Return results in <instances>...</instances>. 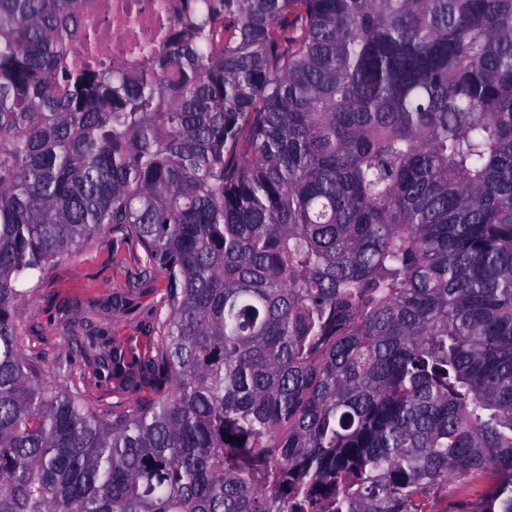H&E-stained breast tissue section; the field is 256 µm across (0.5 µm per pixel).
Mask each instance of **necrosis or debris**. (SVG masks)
<instances>
[{
  "label": "necrosis or debris",
  "mask_w": 512,
  "mask_h": 512,
  "mask_svg": "<svg viewBox=\"0 0 512 512\" xmlns=\"http://www.w3.org/2000/svg\"><path fill=\"white\" fill-rule=\"evenodd\" d=\"M83 26L69 39L71 67L136 74L149 71L166 48L185 0H80Z\"/></svg>",
  "instance_id": "4bbe7bcc"
}]
</instances>
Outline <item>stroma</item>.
Wrapping results in <instances>:
<instances>
[{
	"label": "stroma",
	"mask_w": 512,
	"mask_h": 512,
	"mask_svg": "<svg viewBox=\"0 0 512 512\" xmlns=\"http://www.w3.org/2000/svg\"><path fill=\"white\" fill-rule=\"evenodd\" d=\"M142 249L118 229H105L75 259L61 261L44 276L21 306L22 347L45 365L81 359L64 339L66 326L79 320V333L121 347L126 364L149 354V329L155 324L166 285L163 272L138 276ZM122 374L93 380L80 392L90 407L103 410L118 401L149 395V388L125 387Z\"/></svg>",
	"instance_id": "obj_1"
}]
</instances>
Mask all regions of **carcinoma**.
Returning a JSON list of instances; mask_svg holds the SVG:
<instances>
[{
  "label": "carcinoma",
  "instance_id": "carcinoma-1",
  "mask_svg": "<svg viewBox=\"0 0 512 512\" xmlns=\"http://www.w3.org/2000/svg\"><path fill=\"white\" fill-rule=\"evenodd\" d=\"M152 73L0 0V512H512V0H188ZM110 224L166 285L95 413L20 303ZM125 378L123 373H116L112 378H104L93 380L81 386L80 393L90 407L97 411L111 406L112 403L118 401H132L141 396H150L148 387L133 390L125 388Z\"/></svg>",
  "mask_w": 512,
  "mask_h": 512
}]
</instances>
